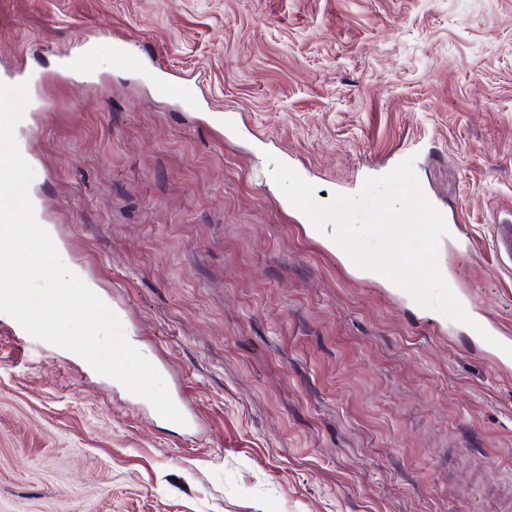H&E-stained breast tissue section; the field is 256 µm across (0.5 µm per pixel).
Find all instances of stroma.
<instances>
[{
	"label": "stroma",
	"instance_id": "obj_1",
	"mask_svg": "<svg viewBox=\"0 0 512 512\" xmlns=\"http://www.w3.org/2000/svg\"><path fill=\"white\" fill-rule=\"evenodd\" d=\"M19 66L29 193L186 422L0 315V512H512V373L265 159L330 196L414 157L512 333V0H0Z\"/></svg>",
	"mask_w": 512,
	"mask_h": 512
}]
</instances>
